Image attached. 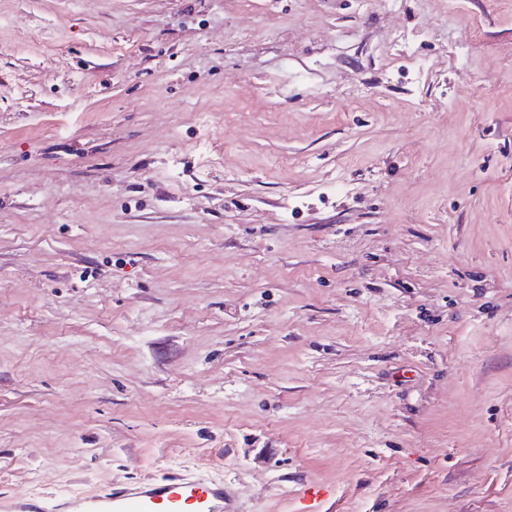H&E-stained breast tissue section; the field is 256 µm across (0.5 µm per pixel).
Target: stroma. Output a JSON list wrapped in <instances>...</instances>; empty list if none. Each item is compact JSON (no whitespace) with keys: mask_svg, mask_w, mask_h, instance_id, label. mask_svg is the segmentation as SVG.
I'll use <instances>...</instances> for the list:
<instances>
[{"mask_svg":"<svg viewBox=\"0 0 512 512\" xmlns=\"http://www.w3.org/2000/svg\"><path fill=\"white\" fill-rule=\"evenodd\" d=\"M170 473L512 512V0H0V494Z\"/></svg>","mask_w":512,"mask_h":512,"instance_id":"35a3bbf8","label":"stroma"}]
</instances>
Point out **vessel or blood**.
<instances>
[{"label":"vessel or blood","mask_w":512,"mask_h":512,"mask_svg":"<svg viewBox=\"0 0 512 512\" xmlns=\"http://www.w3.org/2000/svg\"><path fill=\"white\" fill-rule=\"evenodd\" d=\"M60 512H226L224 484L203 477L170 474L96 493L67 498ZM0 512H47L35 496L0 495Z\"/></svg>","instance_id":"b4317fda"}]
</instances>
